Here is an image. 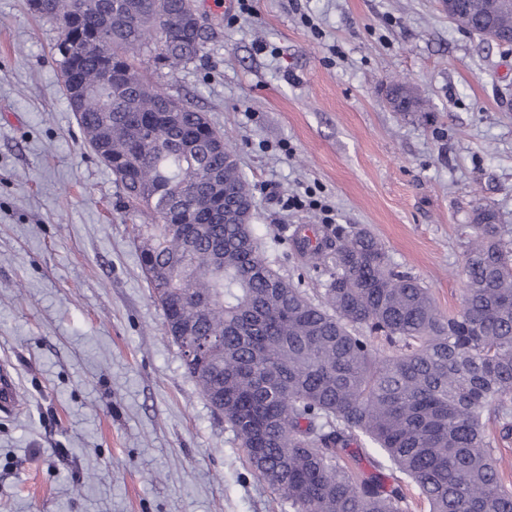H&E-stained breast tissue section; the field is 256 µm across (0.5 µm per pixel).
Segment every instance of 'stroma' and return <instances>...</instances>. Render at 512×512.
Listing matches in <instances>:
<instances>
[{
  "mask_svg": "<svg viewBox=\"0 0 512 512\" xmlns=\"http://www.w3.org/2000/svg\"><path fill=\"white\" fill-rule=\"evenodd\" d=\"M199 5L205 64L151 77L232 145L273 267L324 284L286 239L324 228L281 203L310 191L457 312L477 202L512 247V52L439 0ZM58 36L28 0H0V361L20 391L0 414V512H288L185 373L136 218L68 106ZM395 77L423 112L391 110Z\"/></svg>",
  "mask_w": 512,
  "mask_h": 512,
  "instance_id": "35a3bbf8",
  "label": "stroma"
}]
</instances>
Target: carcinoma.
Returning <instances> with one entry per match:
<instances>
[{
	"label": "carcinoma",
	"instance_id": "carcinoma-1",
	"mask_svg": "<svg viewBox=\"0 0 512 512\" xmlns=\"http://www.w3.org/2000/svg\"><path fill=\"white\" fill-rule=\"evenodd\" d=\"M490 0L455 18L476 33ZM195 0H42L37 16L79 21L55 45L87 145L146 215L149 283L186 374L224 416L251 471L291 512H512L487 423L512 436V250L498 214L473 209L463 305L444 316L365 227L298 228L296 250L326 277L314 297L274 269L251 217L255 195L224 133L153 84L142 62L176 70L204 57ZM390 104L417 112L396 83ZM395 348L378 349L377 340ZM391 464L405 480H389Z\"/></svg>",
	"mask_w": 512,
	"mask_h": 512
}]
</instances>
